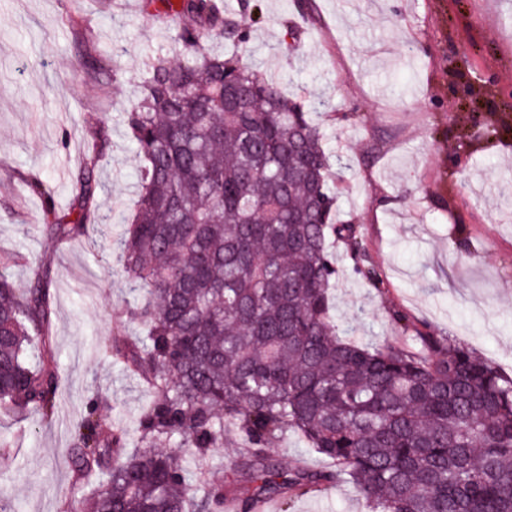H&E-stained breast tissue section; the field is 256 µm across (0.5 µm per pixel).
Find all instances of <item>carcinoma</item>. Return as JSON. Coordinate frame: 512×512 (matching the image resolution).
Returning <instances> with one entry per match:
<instances>
[{"label":"carcinoma","mask_w":512,"mask_h":512,"mask_svg":"<svg viewBox=\"0 0 512 512\" xmlns=\"http://www.w3.org/2000/svg\"><path fill=\"white\" fill-rule=\"evenodd\" d=\"M173 41L144 62L143 94L125 112L142 164L133 214L118 241L120 272L139 297L108 349L147 383L139 449L99 412L74 426L76 481L92 512H254L341 480L369 512H512V377L467 348L419 328L401 309L394 340L363 345L336 331L330 289L343 241L354 271L384 279L353 224L336 223L320 128L251 58L249 0H166ZM223 37L237 49H208ZM79 170L67 213L38 176L44 223L61 243L93 223L100 151ZM20 254H0V416L54 413L56 355L49 281L16 285ZM39 351V363L28 352ZM292 431L328 469L288 471L267 449ZM233 436L252 489L211 478L208 458ZM181 452H175V449Z\"/></svg>","instance_id":"cac0c4a2"}]
</instances>
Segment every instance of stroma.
I'll use <instances>...</instances> for the list:
<instances>
[{
    "label": "stroma",
    "mask_w": 512,
    "mask_h": 512,
    "mask_svg": "<svg viewBox=\"0 0 512 512\" xmlns=\"http://www.w3.org/2000/svg\"><path fill=\"white\" fill-rule=\"evenodd\" d=\"M250 48L282 89L302 97L329 154L337 218L357 225L386 287L353 272L334 246L339 276L331 311L363 344L394 339L392 309L482 355L512 376V127L465 141L489 115L512 119V0H251ZM154 0H0V250L26 253L19 287L49 273L59 392L52 420L0 419L13 441L0 457V494L16 512H61L81 503L72 426L92 393L138 445L148 391L104 353L113 332L140 334L133 294L111 247L136 198L140 160L123 114L142 92L143 62L173 51L172 27ZM301 35L285 49L288 29ZM94 60L96 79L80 64ZM326 107H319L318 99ZM110 145L97 177L110 223L65 244L47 235L43 205L22 175L40 173L58 210L96 124ZM262 512H368L341 481Z\"/></svg>",
    "instance_id": "stroma-1"
}]
</instances>
